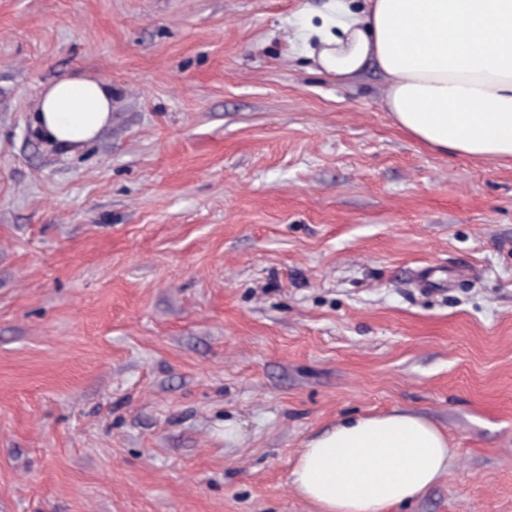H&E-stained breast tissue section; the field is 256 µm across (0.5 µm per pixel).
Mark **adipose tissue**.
<instances>
[{
  "label": "adipose tissue",
  "instance_id": "adipose-tissue-1",
  "mask_svg": "<svg viewBox=\"0 0 512 512\" xmlns=\"http://www.w3.org/2000/svg\"><path fill=\"white\" fill-rule=\"evenodd\" d=\"M321 72L347 85L367 67L386 79L382 106L430 148L512 161V0H335L320 26L295 30ZM112 88L66 76L36 101V136L72 153L96 139ZM448 441L428 420L395 412L336 424L291 472L320 512H389L447 474Z\"/></svg>",
  "mask_w": 512,
  "mask_h": 512
}]
</instances>
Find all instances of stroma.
I'll return each instance as SVG.
<instances>
[{
  "label": "stroma",
  "instance_id": "stroma-1",
  "mask_svg": "<svg viewBox=\"0 0 512 512\" xmlns=\"http://www.w3.org/2000/svg\"><path fill=\"white\" fill-rule=\"evenodd\" d=\"M329 4L0 0V512H318L302 448L394 411L453 462L391 512H512V163L317 72ZM73 74L112 120L64 153ZM112 113V87L92 77L66 76L47 85L36 101L31 125L36 136L65 153L96 139Z\"/></svg>",
  "mask_w": 512,
  "mask_h": 512
}]
</instances>
